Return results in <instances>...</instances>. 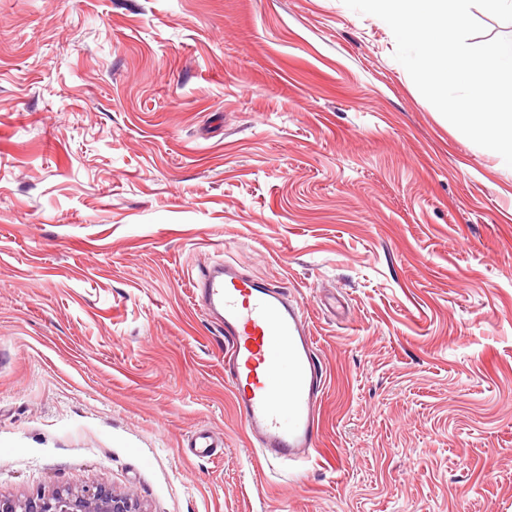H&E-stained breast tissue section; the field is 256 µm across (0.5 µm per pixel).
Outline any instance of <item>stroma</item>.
<instances>
[{
  "instance_id": "obj_1",
  "label": "stroma",
  "mask_w": 512,
  "mask_h": 512,
  "mask_svg": "<svg viewBox=\"0 0 512 512\" xmlns=\"http://www.w3.org/2000/svg\"><path fill=\"white\" fill-rule=\"evenodd\" d=\"M395 48L343 0H0V495L512 512V169ZM224 258L309 314L307 461L233 405Z\"/></svg>"
}]
</instances>
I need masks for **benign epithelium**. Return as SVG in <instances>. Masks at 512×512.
<instances>
[{
  "label": "benign epithelium",
  "mask_w": 512,
  "mask_h": 512,
  "mask_svg": "<svg viewBox=\"0 0 512 512\" xmlns=\"http://www.w3.org/2000/svg\"><path fill=\"white\" fill-rule=\"evenodd\" d=\"M0 512H145L134 494L105 485L41 491L23 500L0 496Z\"/></svg>",
  "instance_id": "7a95c632"
}]
</instances>
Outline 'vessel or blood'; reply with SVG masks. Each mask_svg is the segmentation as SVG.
Returning a JSON list of instances; mask_svg holds the SVG:
<instances>
[{"instance_id": "vessel-or-blood-1", "label": "vessel or blood", "mask_w": 512, "mask_h": 512, "mask_svg": "<svg viewBox=\"0 0 512 512\" xmlns=\"http://www.w3.org/2000/svg\"><path fill=\"white\" fill-rule=\"evenodd\" d=\"M194 301L224 330V378L248 436L268 463L315 447L328 376L287 288L220 261L191 281Z\"/></svg>"}]
</instances>
